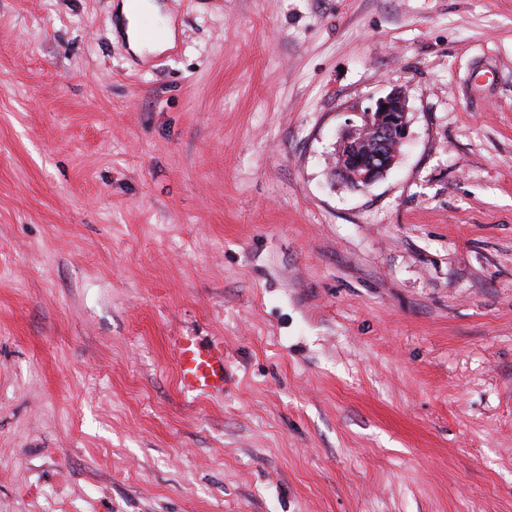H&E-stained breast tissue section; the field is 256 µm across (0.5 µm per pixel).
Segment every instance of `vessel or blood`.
I'll return each instance as SVG.
<instances>
[{
    "label": "vessel or blood",
    "mask_w": 512,
    "mask_h": 512,
    "mask_svg": "<svg viewBox=\"0 0 512 512\" xmlns=\"http://www.w3.org/2000/svg\"><path fill=\"white\" fill-rule=\"evenodd\" d=\"M172 353L182 392L217 393L224 389V348L214 344L202 346L195 337L174 340Z\"/></svg>",
    "instance_id": "b4317fda"
}]
</instances>
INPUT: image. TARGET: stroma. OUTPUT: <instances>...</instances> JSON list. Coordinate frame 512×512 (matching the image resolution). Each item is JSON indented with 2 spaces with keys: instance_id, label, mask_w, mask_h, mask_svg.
<instances>
[{
  "instance_id": "35a3bbf8",
  "label": "stroma",
  "mask_w": 512,
  "mask_h": 512,
  "mask_svg": "<svg viewBox=\"0 0 512 512\" xmlns=\"http://www.w3.org/2000/svg\"><path fill=\"white\" fill-rule=\"evenodd\" d=\"M157 2L0 0V512H512V0ZM155 0H140L139 10L133 13L131 5L121 2L117 5V13L124 16L127 22L126 34L131 48L135 52L142 51V42L139 34L140 20L142 15H153L160 18V6L153 2ZM357 114L361 124L342 138L335 170L342 181L360 190L383 177L398 160L409 130L405 93L394 90ZM171 350L182 392H224V346L205 347L193 336H179Z\"/></svg>"
}]
</instances>
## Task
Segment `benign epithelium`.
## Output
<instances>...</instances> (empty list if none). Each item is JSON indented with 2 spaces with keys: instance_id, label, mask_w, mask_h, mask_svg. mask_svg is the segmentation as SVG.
<instances>
[{
  "instance_id": "1",
  "label": "benign epithelium",
  "mask_w": 512,
  "mask_h": 512,
  "mask_svg": "<svg viewBox=\"0 0 512 512\" xmlns=\"http://www.w3.org/2000/svg\"><path fill=\"white\" fill-rule=\"evenodd\" d=\"M361 124L351 127L336 152V175L350 187L366 188L396 163L408 137L405 93L394 90L360 110Z\"/></svg>"
}]
</instances>
